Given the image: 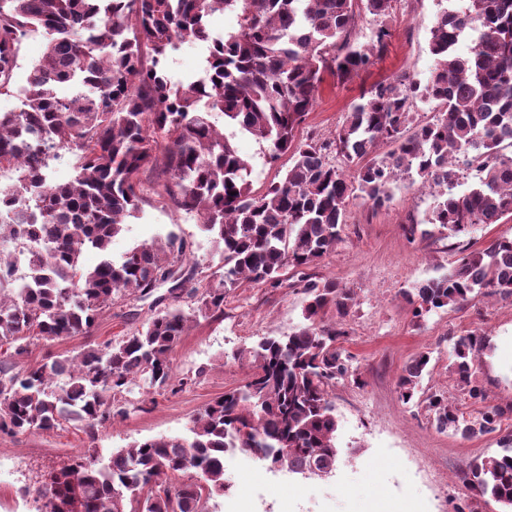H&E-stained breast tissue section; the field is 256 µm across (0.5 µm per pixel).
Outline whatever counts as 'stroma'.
Returning a JSON list of instances; mask_svg holds the SVG:
<instances>
[{
  "instance_id": "35a3bbf8",
  "label": "stroma",
  "mask_w": 512,
  "mask_h": 512,
  "mask_svg": "<svg viewBox=\"0 0 512 512\" xmlns=\"http://www.w3.org/2000/svg\"><path fill=\"white\" fill-rule=\"evenodd\" d=\"M437 12V0H396L383 22L393 31L385 54L350 82L326 80L297 138L333 136L352 104L376 82L405 74L425 79L433 65L429 38ZM205 56L204 44H182L168 58L167 72L175 81L200 78ZM212 120L250 164L256 192L279 180L287 156L267 163L265 144L226 125L221 115ZM156 189L146 183L147 202L126 217L123 232L112 241L113 257L174 233L193 241L196 277L206 279L218 257L198 215L159 204ZM393 193L385 210L353 200L341 241L314 269L317 276L351 289L357 301L345 319L344 347L362 383L345 380L331 391L340 450L334 473L305 478L270 469L256 456L235 450L224 457L230 488L209 501L210 512H499L494 502L474 496L463 483L471 460L498 451V435L465 439L437 431L424 405L401 401L397 379L411 358L428 353L420 395L447 393L464 417H472L474 409L451 372V339L481 327L492 350L477 360V377L496 403L509 408L502 428L512 431V299L480 295L463 306L431 313L417 325L403 296L449 268L459 247H482L512 236V220L478 226L465 237L425 224V234L411 241L404 224L411 219L425 223L434 198L408 179L394 184ZM284 275L277 289L242 285L225 300L222 317L192 323L173 353L174 373L184 381L181 390L134 389L129 396L133 411L93 435L66 424L0 437V512H37L42 474L74 456L91 453L106 460L138 441L187 435L204 407L246 382L250 368L239 357L242 350L302 323L306 295L292 270ZM152 312L148 299L114 305L100 315L91 335L37 342L23 362L37 367L118 339L141 328Z\"/></svg>"
}]
</instances>
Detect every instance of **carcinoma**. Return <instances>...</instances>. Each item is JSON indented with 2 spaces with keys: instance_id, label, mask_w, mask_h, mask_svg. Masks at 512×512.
<instances>
[{
  "instance_id": "1",
  "label": "carcinoma",
  "mask_w": 512,
  "mask_h": 512,
  "mask_svg": "<svg viewBox=\"0 0 512 512\" xmlns=\"http://www.w3.org/2000/svg\"><path fill=\"white\" fill-rule=\"evenodd\" d=\"M356 0H0V96L20 106L0 113V339L14 355L33 340L90 333L101 313L124 300H143L173 275L193 302L159 306L142 329L104 348L27 368L0 361V435L51 430L76 422L91 435L130 413L133 388L171 389V354L199 318L224 313L225 298L244 283L282 285L300 274L307 295L304 323L249 349L252 372L192 419L191 438L137 442L96 465L77 456L50 473L44 512H207L224 495V454L240 448L274 469L308 478L334 472L338 421L330 400L336 383L363 381L342 343L353 291L307 269L341 241L351 200L378 211L392 186L416 173L435 190L426 223L458 237L478 225L512 217V0H439L430 30L433 67L425 82L383 80L363 93L333 138L296 140L319 97L324 76L344 83L368 70L393 33L380 26L367 47L351 42ZM388 16L394 0H363ZM236 11L239 29L213 37L207 16ZM41 31L42 60L26 84L15 83L22 41ZM477 33L469 53L457 46ZM184 42L207 45L205 76L175 83L162 62ZM437 103L440 115L414 123L417 103ZM268 145V159L291 164L265 192L253 190L249 163L209 116ZM379 142L392 145L374 154ZM65 150L78 159L66 183L48 178ZM357 166L349 180L330 161ZM468 156L475 180L460 182ZM166 176L162 199L202 217L220 254L202 285L185 268L191 244L179 235L144 242L115 260L112 240L140 210V174ZM86 250L101 260L82 262ZM27 282L14 276L18 262ZM483 295L512 298V238L463 248L440 276L405 292L412 316L457 307ZM336 312L329 323L325 316ZM488 347L481 328L453 340V374L476 415L465 418L443 392L425 399L441 432L474 438L502 431L505 410L492 402L473 366ZM430 357H413L397 381L401 400L415 402ZM500 450L475 458L466 487L512 512V432ZM197 470L203 482L185 478Z\"/></svg>"
}]
</instances>
